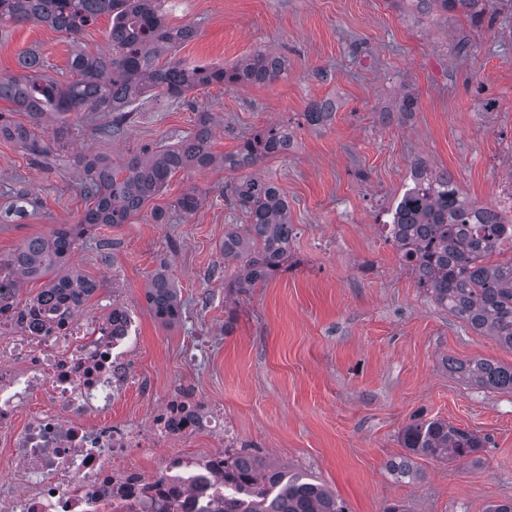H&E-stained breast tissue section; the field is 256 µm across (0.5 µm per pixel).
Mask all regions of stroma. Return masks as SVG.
Returning a JSON list of instances; mask_svg holds the SVG:
<instances>
[{
  "label": "stroma",
  "instance_id": "obj_1",
  "mask_svg": "<svg viewBox=\"0 0 512 512\" xmlns=\"http://www.w3.org/2000/svg\"><path fill=\"white\" fill-rule=\"evenodd\" d=\"M494 25L451 14H413L401 0H166V23L195 25L174 60L231 66L263 49L288 58L275 82L200 86L185 102L140 100L120 137L102 138L108 112L71 114V132L47 164H33L0 138V258L27 239L77 223L91 202L68 159L113 162L188 136L198 111L212 112L211 150L223 155L268 124L294 144L252 176L274 181L294 226L287 271L248 295L224 294V227L245 214L227 195L235 174L221 165L175 174L130 223L96 226L71 264L97 291L78 308L105 318L112 305L140 319L133 370L152 384L130 389L113 420H147L177 384L224 407L238 442L268 462L312 476L349 512H485L512 500V394L472 386L448 358L512 363V351L431 304L382 229L406 189L411 163L448 171L469 198L512 193V0H485ZM110 20L78 39L33 23L0 30V73L16 74L33 50L49 73L68 78L74 48L112 53ZM467 42V53L457 45ZM413 93L415 111L396 106ZM332 99L326 125H308L310 103ZM204 200L190 217L173 208L187 188ZM30 200L11 207L16 193ZM163 212L155 221V212ZM166 265L181 303L170 323L147 307L152 272ZM205 348L196 357L195 341ZM439 418L488 437L474 460L440 461L403 448L414 416ZM407 463L408 473L396 471Z\"/></svg>",
  "mask_w": 512,
  "mask_h": 512
}]
</instances>
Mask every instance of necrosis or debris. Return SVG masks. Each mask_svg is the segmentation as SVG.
I'll list each match as a JSON object with an SVG mask.
<instances>
[{
	"instance_id": "4bbe7bcc",
	"label": "necrosis or debris",
	"mask_w": 512,
	"mask_h": 512,
	"mask_svg": "<svg viewBox=\"0 0 512 512\" xmlns=\"http://www.w3.org/2000/svg\"><path fill=\"white\" fill-rule=\"evenodd\" d=\"M16 280L0 272V448L12 475L0 481L5 512H209L223 498L224 448L235 445L220 405L176 387L148 425L113 421L135 376L127 348L138 334L129 311L113 320L76 317L66 305L14 304ZM221 439L222 451L164 460L148 477L139 457L172 439Z\"/></svg>"
}]
</instances>
